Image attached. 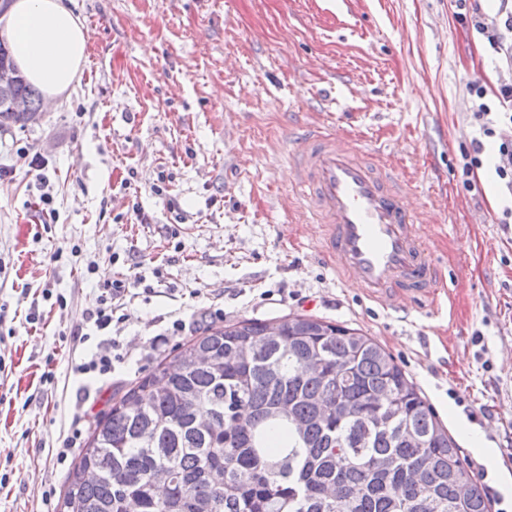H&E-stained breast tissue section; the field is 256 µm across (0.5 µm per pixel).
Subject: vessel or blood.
Returning <instances> with one entry per match:
<instances>
[{
	"label": "vessel or blood",
	"instance_id": "vessel-or-blood-1",
	"mask_svg": "<svg viewBox=\"0 0 512 512\" xmlns=\"http://www.w3.org/2000/svg\"><path fill=\"white\" fill-rule=\"evenodd\" d=\"M298 140L300 149L290 156L295 186L322 228L319 248L338 277L399 312L436 298L442 273L409 208L408 185L319 128L305 126Z\"/></svg>",
	"mask_w": 512,
	"mask_h": 512
}]
</instances>
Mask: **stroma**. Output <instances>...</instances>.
I'll use <instances>...</instances> for the list:
<instances>
[{"label":"stroma","mask_w":512,"mask_h":512,"mask_svg":"<svg viewBox=\"0 0 512 512\" xmlns=\"http://www.w3.org/2000/svg\"><path fill=\"white\" fill-rule=\"evenodd\" d=\"M87 60L27 127H0V512H58L71 463L114 397L188 337L312 316L360 330L415 382L485 490L512 512V194L463 169L479 101L504 70L469 19L497 0H66ZM322 122L378 148L416 191L447 286L398 313L339 280L289 199L291 131ZM45 160L47 187L18 159ZM51 212L36 213L41 192ZM124 280L120 361L81 379L72 336ZM187 328L172 335L175 320ZM165 337L150 349L153 337ZM53 383H44V375Z\"/></svg>","instance_id":"stroma-1"}]
</instances>
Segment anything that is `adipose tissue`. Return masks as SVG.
Here are the masks:
<instances>
[{"instance_id": "ef3b65f1", "label": "adipose tissue", "mask_w": 512, "mask_h": 512, "mask_svg": "<svg viewBox=\"0 0 512 512\" xmlns=\"http://www.w3.org/2000/svg\"><path fill=\"white\" fill-rule=\"evenodd\" d=\"M0 33L21 71L50 99L73 84L86 60L87 30L64 0H13Z\"/></svg>"}]
</instances>
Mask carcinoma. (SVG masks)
<instances>
[{"instance_id": "carcinoma-1", "label": "carcinoma", "mask_w": 512, "mask_h": 512, "mask_svg": "<svg viewBox=\"0 0 512 512\" xmlns=\"http://www.w3.org/2000/svg\"><path fill=\"white\" fill-rule=\"evenodd\" d=\"M7 96L33 110L26 79ZM28 124L0 97V125ZM249 356H243V350ZM165 488L161 498L157 486ZM489 512L391 353L306 316L209 327L113 399L59 512Z\"/></svg>"}]
</instances>
